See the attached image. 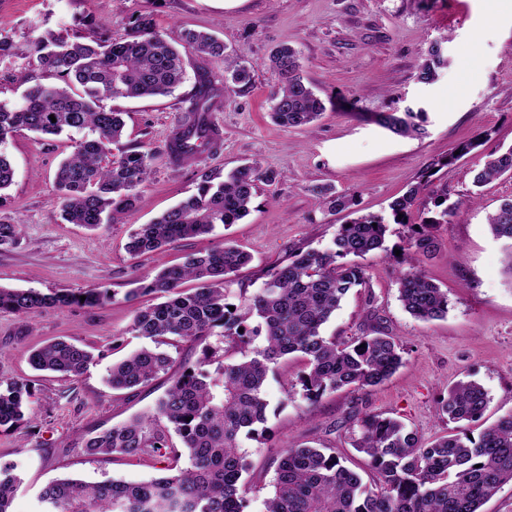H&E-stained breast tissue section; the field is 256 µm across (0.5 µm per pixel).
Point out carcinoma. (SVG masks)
Returning <instances> with one entry per match:
<instances>
[{
	"instance_id": "1",
	"label": "carcinoma",
	"mask_w": 512,
	"mask_h": 512,
	"mask_svg": "<svg viewBox=\"0 0 512 512\" xmlns=\"http://www.w3.org/2000/svg\"><path fill=\"white\" fill-rule=\"evenodd\" d=\"M183 49L224 59L227 97L251 81L244 52L228 54L224 42L202 31L181 29L173 37L157 28L150 13L131 17L126 38L118 42L84 41L77 35L69 39L51 29L22 45L0 37V61L25 59L28 66L59 79L57 84L30 86L19 104L0 103V142L19 128L53 136L86 132L55 173L65 223L96 229L105 215L129 210L138 201L152 172L153 155L112 154L125 122L121 112L103 101L171 94L184 79ZM447 64L439 44H432L419 65L418 80L433 82ZM269 68L279 79L271 97L273 120L287 128L316 121L325 104L304 81L299 52L289 46L275 48ZM206 112L203 97L192 96L169 139L168 155L186 145L195 157L219 148L206 135ZM377 122L400 136L426 133L421 110L381 113ZM455 159L450 153L432 162L390 204L393 223L409 227V246L428 259L438 250L435 229L451 223L459 208L431 177ZM507 173L512 174V146L490 155L474 172L473 184L479 187ZM262 180L270 182L273 175L253 165L222 180L217 173L202 172L195 194L131 235L128 253L137 257L161 251L180 240L208 235L218 224L236 223L249 213ZM311 192L322 207L348 211L354 218L339 226L328 249L292 250L288 264L267 270L261 286L243 295L234 310H229L226 284L251 256L228 241L187 255L182 264L161 269L141 287V292L162 299L136 309L131 324V331L151 345L112 365L106 378L110 388L134 390L168 372L173 363L168 346L209 336L215 343L205 347L197 364L183 367L152 414L96 433L85 441L84 451L125 457L162 452L169 460L167 474L143 481L56 479L39 495L41 512H247L250 464L242 442L258 436L266 422L264 386L281 360L293 355L303 363L298 384L310 405L343 388L381 385L402 366L404 349L376 323L373 312L370 324L352 340L324 334V325L349 291L367 287L363 269L347 258L386 249L387 223L382 216L359 213L350 193L332 186H314ZM487 223L504 242V262L512 273V200L489 215ZM20 233V224L0 223V246L15 244ZM186 281L199 286L184 291ZM398 291L404 309L419 320L448 314L447 293L421 269L403 273ZM111 300L109 289L102 286L52 294L0 286V310L26 315L65 305L99 307ZM257 339L260 344L255 346ZM232 347L241 349L240 359H232ZM93 360L91 351L64 339L29 355L33 369L67 378L81 376ZM29 397L28 384L0 380V429L25 421ZM487 404L481 385L461 381L440 400L438 411L452 422L472 421ZM173 433L181 446L170 441ZM353 447L366 456L378 482L364 483L328 449L301 443L281 456L264 512H481L501 485L512 482V414L476 438L455 433L429 443L395 417L366 415L355 422ZM14 470L0 463V512H13L20 483Z\"/></svg>"
}]
</instances>
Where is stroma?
Wrapping results in <instances>:
<instances>
[{"label": "stroma", "instance_id": "1", "mask_svg": "<svg viewBox=\"0 0 512 512\" xmlns=\"http://www.w3.org/2000/svg\"><path fill=\"white\" fill-rule=\"evenodd\" d=\"M139 13L152 14L159 28L206 31L228 50H246L252 81L224 98L223 60L189 53L186 79L171 95L112 101L124 114L123 147L153 152L156 160L135 208L113 214L96 230L60 219L54 175L72 139L20 129L0 142L14 167V181L0 196V222L23 225L17 244L0 246V286L49 294L102 285L112 293L102 307L61 306L35 316L0 311V378L29 384L33 414L18 429L0 431V462L16 463L21 478L13 512H40L39 491L60 477L139 481L166 467L159 455L94 457L83 450V437L93 430L150 413L172 378L201 355V345L182 342L171 351L168 374L135 390L107 386L112 364L143 344L130 327L135 309L155 301L139 291L147 277L230 240L252 256L229 285V300L238 303L241 291L259 288L264 273L286 264L292 249H326L346 222V213L318 205L312 186L333 185L354 194L361 212L385 216L433 159L482 131L489 134L483 145L438 174L450 200L460 204L436 233L439 253L423 258L408 249L406 227L390 225L387 252L359 261L367 288L351 290L325 327L329 336H356L377 311L404 348V366L381 386L342 389L311 406L293 386L300 361L271 373L265 436L244 443L255 487L248 510L262 512L278 461L293 445L327 447L348 467L362 468L363 457L351 446L355 417H399L429 442L450 432L479 436L512 413V274L487 224L488 214L512 199V175L479 189L472 184L487 154L512 146V0H239L230 7L223 0H0V35L21 44L47 23L62 33L119 40L129 17ZM435 42L448 65L425 84L417 67ZM281 45L300 51L303 76L326 106L303 128L279 126L270 115L278 78L266 61ZM202 74L215 88L221 148L175 166L166 154L169 135ZM408 108L424 110L425 136H398L375 122L377 113ZM252 163L277 178L260 184L246 217L160 254L134 258L127 252L140 225L195 193L198 170L225 174ZM412 267L447 292L444 319L424 322L403 308L398 277ZM60 337L96 356L78 378L38 372L28 363L33 347ZM462 380L481 384L489 402L480 419L452 423L441 418L437 402Z\"/></svg>", "mask_w": 512, "mask_h": 512}]
</instances>
